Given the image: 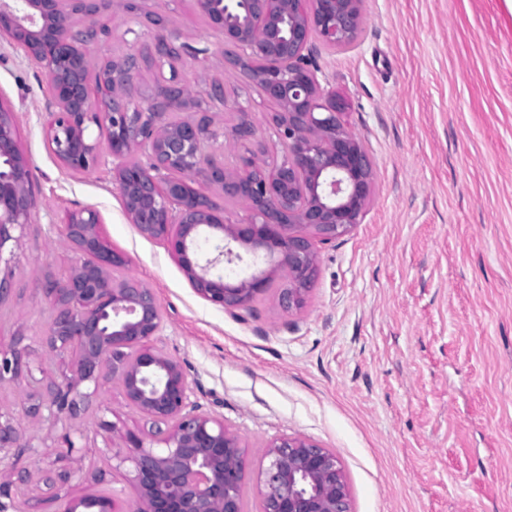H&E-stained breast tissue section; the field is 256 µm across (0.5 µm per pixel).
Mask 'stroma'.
<instances>
[{
  "instance_id": "obj_1",
  "label": "stroma",
  "mask_w": 512,
  "mask_h": 512,
  "mask_svg": "<svg viewBox=\"0 0 512 512\" xmlns=\"http://www.w3.org/2000/svg\"><path fill=\"white\" fill-rule=\"evenodd\" d=\"M162 10L192 48L179 74L216 127L236 113L211 103L197 51L218 36L192 0H143ZM354 45L307 54L322 86L346 102L343 119L375 170L361 224L318 249L305 306L281 308L282 278L227 311L195 293L177 260L130 224L102 148L97 167L64 169L44 140L50 92L23 50L0 39V105L15 116L31 170L33 208L15 228L21 248L0 255L15 271L0 304V349L21 343L48 360L49 312L34 291L66 275L74 255L57 238L68 211L92 207L119 270L155 291L164 326L155 344L176 359L191 401L236 432L251 464L291 435L340 459L353 512H512V10L504 0H363ZM250 112L269 154L280 151L266 105L244 80L228 88ZM98 403L73 421L80 477L57 485L65 502L86 496L133 503L129 465L114 458L141 428L111 377ZM25 379L0 381V408L19 415L31 445L0 450V484L66 468L47 448L48 425L21 416Z\"/></svg>"
}]
</instances>
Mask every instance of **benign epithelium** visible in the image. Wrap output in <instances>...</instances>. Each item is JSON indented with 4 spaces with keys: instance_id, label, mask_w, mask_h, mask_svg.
Segmentation results:
<instances>
[{
    "instance_id": "benign-epithelium-1",
    "label": "benign epithelium",
    "mask_w": 512,
    "mask_h": 512,
    "mask_svg": "<svg viewBox=\"0 0 512 512\" xmlns=\"http://www.w3.org/2000/svg\"><path fill=\"white\" fill-rule=\"evenodd\" d=\"M362 0H195L219 35L215 54L224 70L242 75L274 106L268 124L282 154L267 155L256 128L222 81L209 97L241 114L226 134L179 75L161 78L154 98H137L140 59L108 55L96 70L87 51L110 36L103 19L114 0H0V36L20 46L37 65L51 92L44 127L48 149L73 173L95 168L99 143L92 126L105 130L112 155L145 149L146 163L128 162L113 172L130 223L161 242L178 261L195 292L227 311L244 307L269 288L260 270L236 284L215 272L221 259L243 260L229 243L262 253L285 272L282 308H303L317 279V247L350 234L361 223L374 182L372 161L345 126V103L318 81L305 54L312 40L331 50L351 47L363 23ZM140 31H153L147 50L155 68L184 56L187 44L157 11L140 0H122ZM100 101H91V90ZM240 204L224 219L209 188ZM29 160L18 144L13 113L0 105V252L18 242L11 230L29 221ZM58 236L75 256L68 275H45L36 292L49 307L43 338L49 357L70 352L47 393L32 387L25 416L75 420L99 395L103 367L110 368L126 406L143 420L129 431L121 460L133 463L138 499L126 508L111 497L67 502L55 512H243L240 488L251 465L237 435L190 400L188 377L155 346L163 328L153 289L115 272L128 259L112 249L93 208L68 212ZM215 243L203 260L198 243ZM30 372L28 352L0 350V380ZM158 444L154 448L145 441ZM16 416L0 412V449L26 448ZM257 474L262 512H353L344 468L336 454L301 437L272 440Z\"/></svg>"
}]
</instances>
